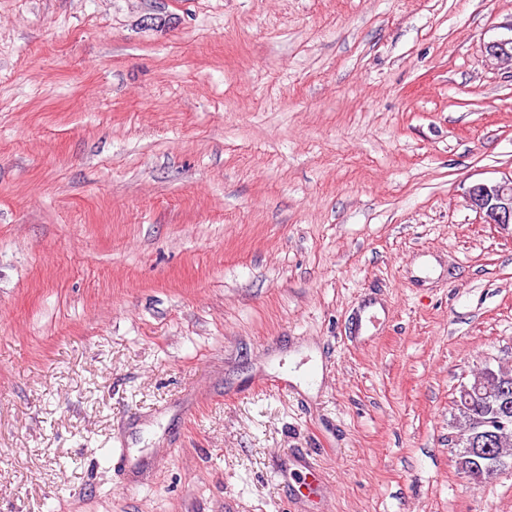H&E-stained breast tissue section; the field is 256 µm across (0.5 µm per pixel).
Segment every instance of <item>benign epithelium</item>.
<instances>
[{"mask_svg":"<svg viewBox=\"0 0 512 512\" xmlns=\"http://www.w3.org/2000/svg\"><path fill=\"white\" fill-rule=\"evenodd\" d=\"M485 52L488 60L496 65L511 62L512 36L490 41ZM467 199L484 223L512 224V177L476 182L469 187ZM496 392L505 397L512 392V372L487 367L473 381L460 387L456 399L466 412L464 434L457 445L465 448L463 461L472 458L477 462L467 467L468 477L476 485L489 482L499 472L498 461L512 457V449L503 445L505 436L512 431V404L504 403L497 416L481 410L486 399Z\"/></svg>","mask_w":512,"mask_h":512,"instance_id":"benign-epithelium-1","label":"benign epithelium"}]
</instances>
